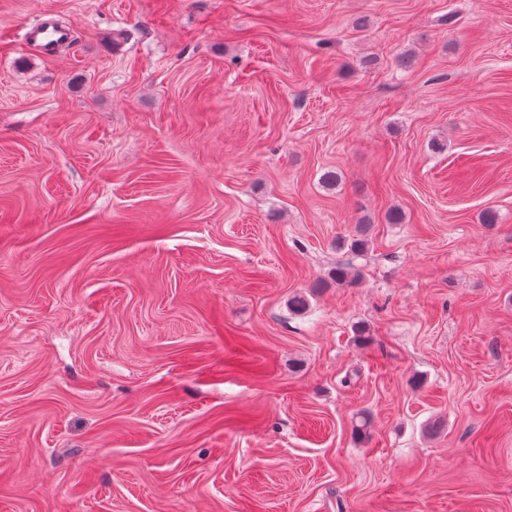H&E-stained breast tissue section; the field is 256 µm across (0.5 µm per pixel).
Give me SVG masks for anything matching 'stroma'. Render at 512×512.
I'll return each instance as SVG.
<instances>
[{
	"label": "stroma",
	"mask_w": 512,
	"mask_h": 512,
	"mask_svg": "<svg viewBox=\"0 0 512 512\" xmlns=\"http://www.w3.org/2000/svg\"><path fill=\"white\" fill-rule=\"evenodd\" d=\"M0 512H512V0H0ZM24 33V44L45 54L53 55L61 45L72 42L71 28L60 25L50 18H44L37 24L27 26Z\"/></svg>",
	"instance_id": "obj_1"
}]
</instances>
